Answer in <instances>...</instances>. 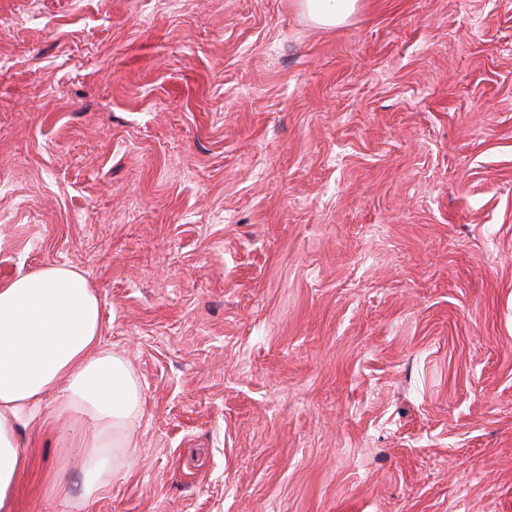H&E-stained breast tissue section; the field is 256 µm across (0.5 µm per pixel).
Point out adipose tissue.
Segmentation results:
<instances>
[{
	"mask_svg": "<svg viewBox=\"0 0 512 512\" xmlns=\"http://www.w3.org/2000/svg\"><path fill=\"white\" fill-rule=\"evenodd\" d=\"M357 2L296 0L322 27L344 24ZM59 388L65 409L95 424L81 458L87 500L125 464L143 395L130 362L102 342L101 305L86 278L49 264L0 285V512H11L24 472L18 429L39 422L42 401Z\"/></svg>",
	"mask_w": 512,
	"mask_h": 512,
	"instance_id": "1",
	"label": "adipose tissue"
}]
</instances>
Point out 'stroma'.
<instances>
[{
	"label": "stroma",
	"mask_w": 512,
	"mask_h": 512,
	"mask_svg": "<svg viewBox=\"0 0 512 512\" xmlns=\"http://www.w3.org/2000/svg\"><path fill=\"white\" fill-rule=\"evenodd\" d=\"M49 263L144 405L79 507L50 395L13 512H512V0H0V284ZM298 8L314 24L336 27L356 11L358 0H295Z\"/></svg>",
	"instance_id": "1"
}]
</instances>
